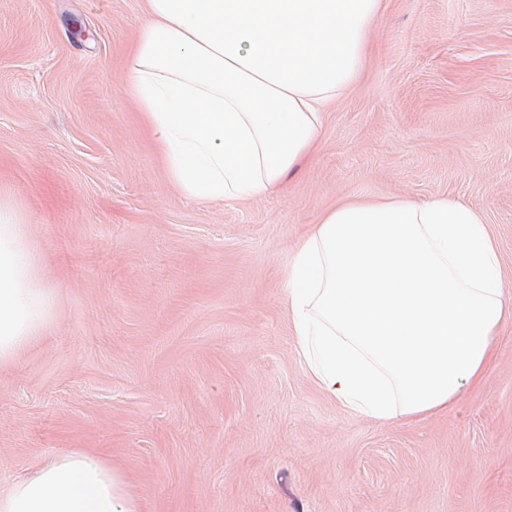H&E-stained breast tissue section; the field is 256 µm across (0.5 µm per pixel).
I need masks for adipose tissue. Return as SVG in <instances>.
<instances>
[{"instance_id":"1","label":"adipose tissue","mask_w":512,"mask_h":512,"mask_svg":"<svg viewBox=\"0 0 512 512\" xmlns=\"http://www.w3.org/2000/svg\"><path fill=\"white\" fill-rule=\"evenodd\" d=\"M380 0H146L128 84L168 174L196 202L276 190L354 85ZM57 296L0 186V368L55 326ZM317 385L376 421L447 410L482 378L512 300L482 211L451 196L325 211L288 270ZM0 512H139L125 474L70 451L0 487Z\"/></svg>"}]
</instances>
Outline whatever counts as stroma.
Listing matches in <instances>:
<instances>
[{
    "label": "stroma",
    "instance_id": "1",
    "mask_svg": "<svg viewBox=\"0 0 512 512\" xmlns=\"http://www.w3.org/2000/svg\"><path fill=\"white\" fill-rule=\"evenodd\" d=\"M144 0H0V184L56 288L55 328L0 370V484L83 450L141 512H512V325L480 384L422 420L329 398L287 272L328 207L452 195L512 294V0H382L315 155L246 203L173 186L129 95Z\"/></svg>",
    "mask_w": 512,
    "mask_h": 512
}]
</instances>
